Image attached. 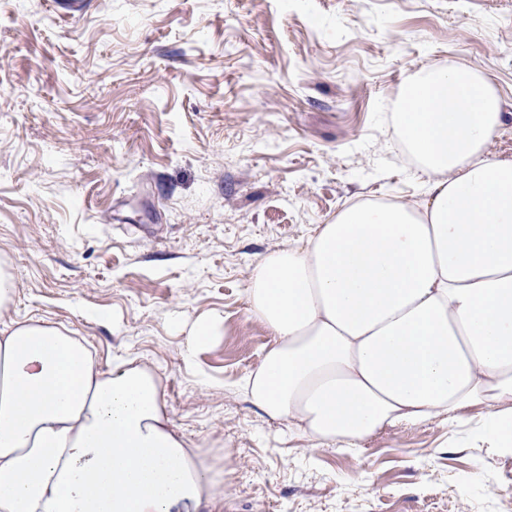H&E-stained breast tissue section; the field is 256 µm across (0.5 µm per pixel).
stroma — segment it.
<instances>
[{
	"instance_id": "35a3bbf8",
	"label": "stroma",
	"mask_w": 512,
	"mask_h": 512,
	"mask_svg": "<svg viewBox=\"0 0 512 512\" xmlns=\"http://www.w3.org/2000/svg\"><path fill=\"white\" fill-rule=\"evenodd\" d=\"M71 2L0 0L6 319L158 372L176 429L234 452L223 512H503L512 451L479 438L484 412L309 451L240 380L270 341L249 265L344 207L421 198L391 120L414 72L481 69L503 112L488 156L512 160V0ZM221 321L222 319L219 316L195 321L189 331L187 351H193L197 344L209 336H213L217 332Z\"/></svg>"
}]
</instances>
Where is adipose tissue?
I'll use <instances>...</instances> for the list:
<instances>
[{
	"instance_id": "obj_1",
	"label": "adipose tissue",
	"mask_w": 512,
	"mask_h": 512,
	"mask_svg": "<svg viewBox=\"0 0 512 512\" xmlns=\"http://www.w3.org/2000/svg\"><path fill=\"white\" fill-rule=\"evenodd\" d=\"M502 120L480 71L415 73L394 124L423 200L352 205L251 265L246 311L272 341L242 387L307 448L470 409L512 447V160L486 156ZM223 508V473L173 428L152 369L105 371L51 324H0V512Z\"/></svg>"
}]
</instances>
